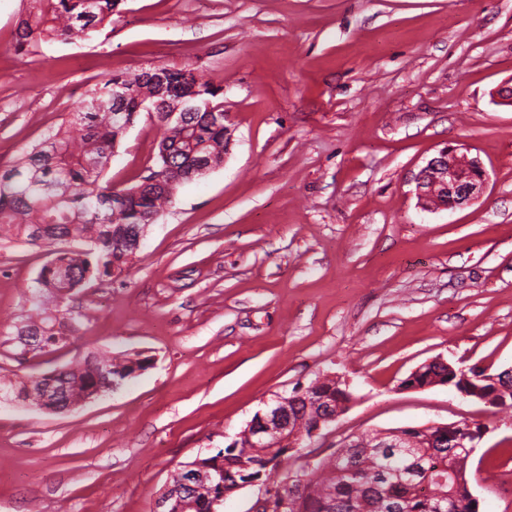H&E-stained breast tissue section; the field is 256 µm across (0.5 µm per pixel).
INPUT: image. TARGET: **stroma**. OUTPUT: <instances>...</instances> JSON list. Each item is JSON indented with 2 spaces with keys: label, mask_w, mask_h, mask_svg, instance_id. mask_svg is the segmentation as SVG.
I'll return each instance as SVG.
<instances>
[{
  "label": "stroma",
  "mask_w": 512,
  "mask_h": 512,
  "mask_svg": "<svg viewBox=\"0 0 512 512\" xmlns=\"http://www.w3.org/2000/svg\"><path fill=\"white\" fill-rule=\"evenodd\" d=\"M29 0H0V168L114 72L192 66L224 90V163L183 184L122 275L74 294L80 354L144 362L67 412L0 399V512H152L174 468L227 444L318 376L351 393L310 443L324 457L398 428L480 423L479 512H512V414L452 388L407 389L441 358L512 367V0H124L89 43L18 52ZM161 132L140 114L111 162L147 176ZM488 173L454 210L417 205L444 146ZM46 248L0 242V375Z\"/></svg>",
  "instance_id": "35a3bbf8"
}]
</instances>
